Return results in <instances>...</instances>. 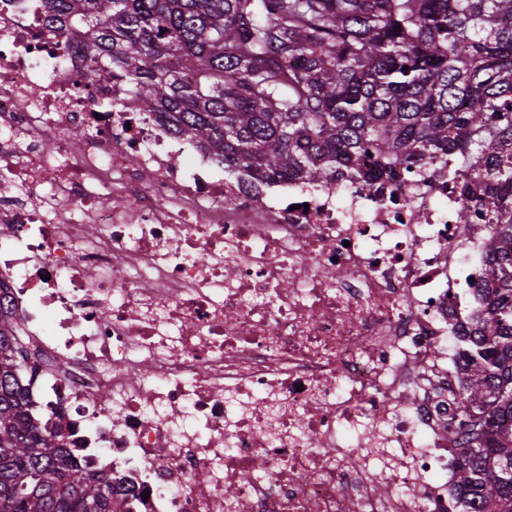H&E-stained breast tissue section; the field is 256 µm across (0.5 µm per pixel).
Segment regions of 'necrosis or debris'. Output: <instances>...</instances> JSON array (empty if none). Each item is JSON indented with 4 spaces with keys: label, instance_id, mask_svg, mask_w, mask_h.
Segmentation results:
<instances>
[{
    "label": "necrosis or debris",
    "instance_id": "4bbe7bcc",
    "mask_svg": "<svg viewBox=\"0 0 512 512\" xmlns=\"http://www.w3.org/2000/svg\"><path fill=\"white\" fill-rule=\"evenodd\" d=\"M42 12L0 0V286L39 425L125 512H459L491 236L455 222L458 159L258 190L185 166L130 82L76 88Z\"/></svg>",
    "mask_w": 512,
    "mask_h": 512
}]
</instances>
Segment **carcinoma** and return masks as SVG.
<instances>
[{"label": "carcinoma", "instance_id": "1", "mask_svg": "<svg viewBox=\"0 0 512 512\" xmlns=\"http://www.w3.org/2000/svg\"><path fill=\"white\" fill-rule=\"evenodd\" d=\"M79 83L127 79L173 134L254 184L393 179L464 158L492 244L455 435L465 512H512V0H44ZM0 288V512H123L33 417Z\"/></svg>", "mask_w": 512, "mask_h": 512}]
</instances>
